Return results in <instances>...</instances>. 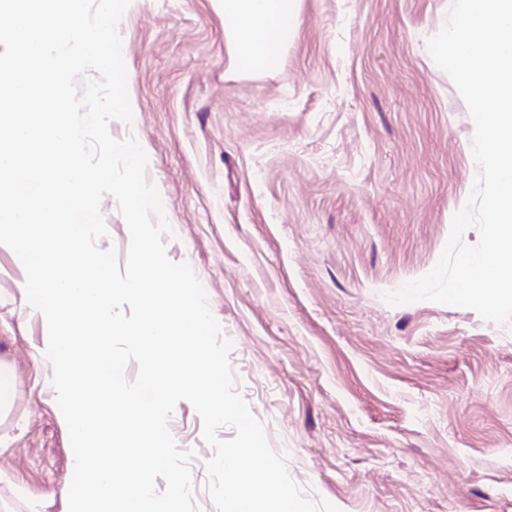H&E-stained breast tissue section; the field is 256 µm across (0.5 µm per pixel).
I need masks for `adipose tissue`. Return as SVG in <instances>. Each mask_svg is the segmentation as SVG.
<instances>
[{"label":"adipose tissue","instance_id":"1","mask_svg":"<svg viewBox=\"0 0 512 512\" xmlns=\"http://www.w3.org/2000/svg\"><path fill=\"white\" fill-rule=\"evenodd\" d=\"M300 0H224L225 39L240 69L271 70L296 36Z\"/></svg>","mask_w":512,"mask_h":512}]
</instances>
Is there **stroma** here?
Here are the masks:
<instances>
[{"mask_svg":"<svg viewBox=\"0 0 512 512\" xmlns=\"http://www.w3.org/2000/svg\"><path fill=\"white\" fill-rule=\"evenodd\" d=\"M451 0H301L271 71L234 69L222 0H131L132 123L170 261L201 282L267 440L338 512H512V322L384 296L429 273L478 174L474 122L427 43ZM0 248V359L25 432L0 454L5 512H67L75 460L47 329ZM200 512L211 448L169 420Z\"/></svg>","mask_w":512,"mask_h":512,"instance_id":"35a3bbf8","label":"stroma"}]
</instances>
